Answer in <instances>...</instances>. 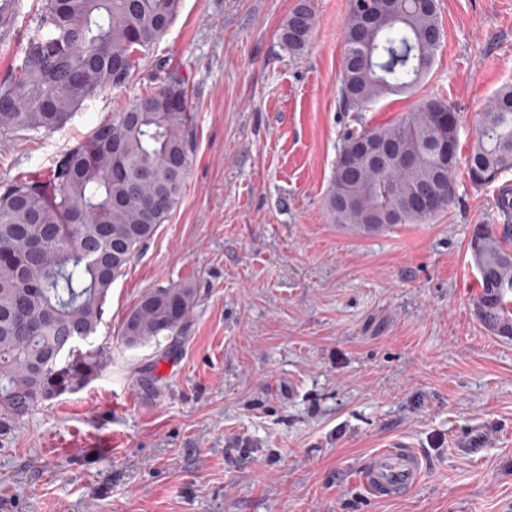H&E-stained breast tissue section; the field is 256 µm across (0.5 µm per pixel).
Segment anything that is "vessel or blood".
Here are the masks:
<instances>
[{
  "label": "vessel or blood",
  "mask_w": 512,
  "mask_h": 512,
  "mask_svg": "<svg viewBox=\"0 0 512 512\" xmlns=\"http://www.w3.org/2000/svg\"><path fill=\"white\" fill-rule=\"evenodd\" d=\"M424 472L421 454L405 443L395 442L369 457L360 478L374 496L389 499L416 487Z\"/></svg>",
  "instance_id": "1"
}]
</instances>
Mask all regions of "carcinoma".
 <instances>
[{
  "mask_svg": "<svg viewBox=\"0 0 512 512\" xmlns=\"http://www.w3.org/2000/svg\"><path fill=\"white\" fill-rule=\"evenodd\" d=\"M340 74L345 108L361 112L418 87L443 36L437 0H351ZM181 0H38L23 56L0 80V131L37 134L65 124L86 102L121 88L163 37ZM313 27L308 0L280 34L293 54ZM190 86L176 66L162 68L155 91L101 122L57 155L47 178L0 185V432L8 431L60 387L80 389L111 361L96 333L113 281L166 223L183 195L194 157ZM452 103L430 97L395 121L348 131L326 207L359 232L425 224L452 202L458 164ZM369 140L393 149L382 168L356 151ZM448 141V155L439 145ZM413 161L406 166L404 160ZM512 171V84L483 112L468 157L477 187ZM432 200L421 206L416 194ZM509 224H479L470 263L480 291L475 313L493 335L512 338V199H499ZM190 284L158 287L127 314L129 346L177 342L193 309Z\"/></svg>",
  "mask_w": 512,
  "mask_h": 512,
  "instance_id": "carcinoma-1",
  "label": "carcinoma"
}]
</instances>
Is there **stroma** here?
Listing matches in <instances>:
<instances>
[{"instance_id": "35a3bbf8", "label": "stroma", "mask_w": 512, "mask_h": 512, "mask_svg": "<svg viewBox=\"0 0 512 512\" xmlns=\"http://www.w3.org/2000/svg\"><path fill=\"white\" fill-rule=\"evenodd\" d=\"M299 0H181L132 80L60 129L0 136V184L52 158L178 66L193 95L182 199L117 278L93 345L112 362L0 435V512H512V339L475 316L467 246L497 196L456 176L426 224L363 234L326 207L341 137L426 96L452 101L467 158L479 116L512 84V0H437L443 42L424 84L361 117L340 106L351 0H310L299 56L279 33ZM0 32V78L35 26V0ZM191 283L178 342L125 346L151 289ZM401 439L422 483L372 497L368 456ZM473 451L458 452L460 441Z\"/></svg>"}]
</instances>
